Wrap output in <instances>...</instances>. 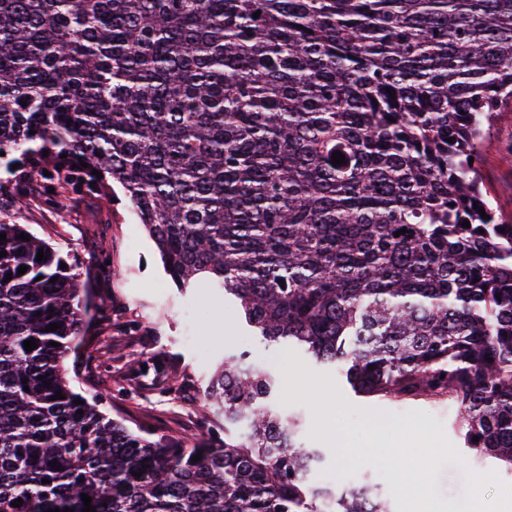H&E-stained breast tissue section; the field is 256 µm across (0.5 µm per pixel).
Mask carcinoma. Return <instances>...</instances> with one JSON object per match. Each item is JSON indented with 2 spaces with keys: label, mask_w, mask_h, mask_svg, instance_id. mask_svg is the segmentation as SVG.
<instances>
[{
  "label": "carcinoma",
  "mask_w": 512,
  "mask_h": 512,
  "mask_svg": "<svg viewBox=\"0 0 512 512\" xmlns=\"http://www.w3.org/2000/svg\"><path fill=\"white\" fill-rule=\"evenodd\" d=\"M507 107L512 0H0V151L29 179L119 184L178 287L360 396L450 401L464 448L512 469V224L480 172ZM0 233V512H389L311 479L326 451L245 352L204 392L224 435L191 445L73 392L89 289Z\"/></svg>",
  "instance_id": "cac0c4a2"
}]
</instances>
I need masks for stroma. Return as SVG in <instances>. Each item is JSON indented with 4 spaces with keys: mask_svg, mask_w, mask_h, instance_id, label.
Listing matches in <instances>:
<instances>
[{
    "mask_svg": "<svg viewBox=\"0 0 512 512\" xmlns=\"http://www.w3.org/2000/svg\"><path fill=\"white\" fill-rule=\"evenodd\" d=\"M512 108L498 113L481 161L483 184L503 221H512ZM18 170L0 161V221L23 224L51 247L75 259L100 311L77 355L63 370L72 389L98 400L102 412L133 431L196 442L209 427L203 393L226 355L280 366L283 393L304 422L307 444L326 449L333 479L376 486L391 512H412V489L397 484L380 458L398 449L423 467L426 512L481 496L488 512H512V471L466 456L455 407L448 401L395 402L361 397L340 374L310 364L297 351L281 356L252 336L222 292L179 289L142 228L121 187L102 201L76 182L58 184L65 206L39 186L17 197ZM165 362L157 384L140 365Z\"/></svg>",
    "mask_w": 512,
    "mask_h": 512,
    "instance_id": "1",
    "label": "stroma"
}]
</instances>
